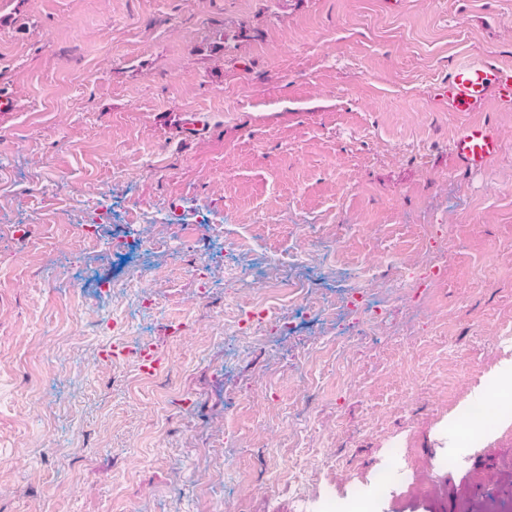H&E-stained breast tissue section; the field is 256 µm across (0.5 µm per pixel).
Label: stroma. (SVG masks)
Instances as JSON below:
<instances>
[{"label":"stroma","instance_id":"1","mask_svg":"<svg viewBox=\"0 0 512 512\" xmlns=\"http://www.w3.org/2000/svg\"><path fill=\"white\" fill-rule=\"evenodd\" d=\"M488 57L512 0H0V512H512V110L445 96ZM237 234L300 254L257 339ZM457 160L465 167L481 169L499 155L500 142L495 129L486 122H474L459 131L452 142ZM364 297L365 293L363 290L352 288L347 305L352 315L356 316L359 320L366 324H375L378 322L380 313L377 310L368 311L363 304ZM275 309L265 299L258 300L249 307L238 308L235 314V326L245 336L260 337L267 332L272 318H276ZM101 357L104 361H112L113 358L119 357H133L140 373L148 377L158 373L165 362L162 352L152 345L129 347L113 344L102 351Z\"/></svg>","mask_w":512,"mask_h":512}]
</instances>
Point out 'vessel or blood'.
Masks as SVG:
<instances>
[{
  "mask_svg": "<svg viewBox=\"0 0 512 512\" xmlns=\"http://www.w3.org/2000/svg\"><path fill=\"white\" fill-rule=\"evenodd\" d=\"M448 108L453 112L477 111L488 97H495L503 107H512V68L486 58L453 67L448 73ZM452 149L464 166L481 169L499 155L500 142L495 129L485 122H474L459 131ZM101 357L109 361L119 357L134 358L142 375L152 376L164 365L162 352L151 345L129 347L113 344Z\"/></svg>",
  "mask_w": 512,
  "mask_h": 512,
  "instance_id": "1",
  "label": "vessel or blood"
}]
</instances>
